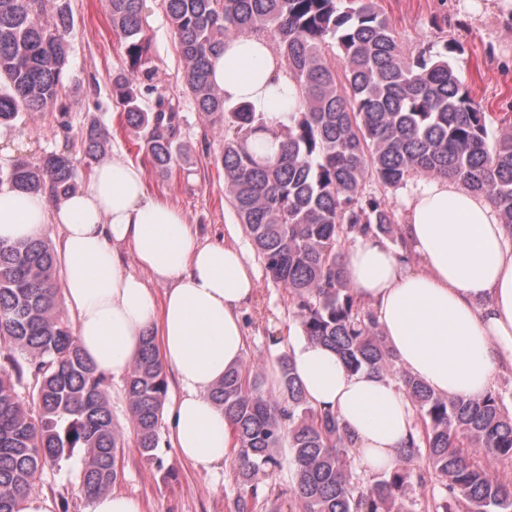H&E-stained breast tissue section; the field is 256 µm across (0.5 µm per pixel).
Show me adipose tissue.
Instances as JSON below:
<instances>
[{
	"mask_svg": "<svg viewBox=\"0 0 512 512\" xmlns=\"http://www.w3.org/2000/svg\"><path fill=\"white\" fill-rule=\"evenodd\" d=\"M226 105L253 104L269 125L285 122L297 89L271 41L241 33L211 60ZM58 233L62 284L80 347L98 371L119 378L154 333L179 392L164 418L177 457L208 469L235 447L232 422L210 397L245 356L243 312L256 294L246 251L198 234L179 209L149 195L143 168L124 154L95 167L75 191L46 196L0 184V240ZM405 251L371 236L343 255L357 301L373 308L406 373L436 393L483 395L512 369V231L481 193L458 181L419 180L405 199ZM164 283L155 300L151 281ZM310 405L333 411L355 440L365 472L394 468L415 412L403 388L352 371L333 350L289 338Z\"/></svg>",
	"mask_w": 512,
	"mask_h": 512,
	"instance_id": "adipose-tissue-1",
	"label": "adipose tissue"
}]
</instances>
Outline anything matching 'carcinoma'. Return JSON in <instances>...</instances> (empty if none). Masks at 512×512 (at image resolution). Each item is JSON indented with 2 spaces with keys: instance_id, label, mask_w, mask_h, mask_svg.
Instances as JSON below:
<instances>
[{
  "instance_id": "cac0c4a2",
  "label": "carcinoma",
  "mask_w": 512,
  "mask_h": 512,
  "mask_svg": "<svg viewBox=\"0 0 512 512\" xmlns=\"http://www.w3.org/2000/svg\"><path fill=\"white\" fill-rule=\"evenodd\" d=\"M46 0H0V125L22 112H66L71 17ZM184 64V88L197 111L223 132L219 162L224 191L274 280L288 290L293 314L312 343L335 349L353 370L393 374L395 360L373 312L360 305L342 266L349 239L394 240L396 219L371 189L400 188L418 177L443 175L486 195L512 226V116L499 127L471 96L442 49L404 51L374 0H163ZM143 0H108L112 31L124 43L112 92L151 168L174 160L178 108L153 91ZM239 33L272 39L300 99L289 122L268 128L247 103L224 106L209 79L210 57ZM340 57L342 68L329 64ZM108 132L92 121L80 150L98 161ZM67 151L37 161L18 158L4 181L57 198L78 188ZM0 512H18L46 468L83 457L81 489L88 498L116 482L127 441L112 420L107 377L76 342L60 312L59 269L46 237L0 241ZM279 398L260 390L242 367H231L211 397L235 427L240 445L234 512H254L259 471L281 467L288 441L300 512H414L406 463L419 455L444 479L432 512H512V480L490 478L474 449L512 459V414L498 392L448 399L423 381L400 376L416 411L397 466L368 480L351 470L352 437L329 410L308 405L289 356L280 355ZM124 392L134 445L155 461L167 395L165 366L154 338H145Z\"/></svg>"
}]
</instances>
